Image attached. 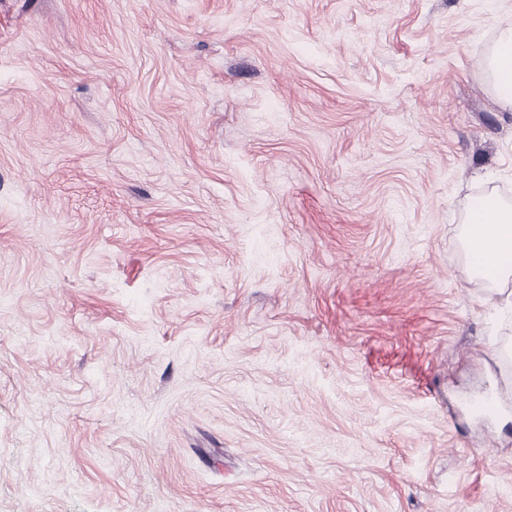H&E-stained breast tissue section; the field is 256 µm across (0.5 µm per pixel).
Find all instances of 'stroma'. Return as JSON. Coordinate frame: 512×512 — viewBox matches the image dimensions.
<instances>
[{
	"label": "stroma",
	"mask_w": 512,
	"mask_h": 512,
	"mask_svg": "<svg viewBox=\"0 0 512 512\" xmlns=\"http://www.w3.org/2000/svg\"><path fill=\"white\" fill-rule=\"evenodd\" d=\"M509 25L0 0V512H512ZM488 75L495 85L498 104L512 110V26L503 28L498 37L497 52L488 62ZM487 201L482 206L484 223L466 229L465 248L477 276L495 272L498 278L507 279L512 275V208L492 197Z\"/></svg>",
	"instance_id": "obj_1"
}]
</instances>
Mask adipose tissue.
Returning <instances> with one entry per match:
<instances>
[{
    "mask_svg": "<svg viewBox=\"0 0 512 512\" xmlns=\"http://www.w3.org/2000/svg\"><path fill=\"white\" fill-rule=\"evenodd\" d=\"M488 75L496 88L498 104L512 110V26L503 28L498 49L488 62ZM485 220L468 225L465 248L478 276L496 273L500 278L512 276V208L497 199L483 207Z\"/></svg>",
    "mask_w": 512,
    "mask_h": 512,
    "instance_id": "obj_1",
    "label": "adipose tissue"
}]
</instances>
